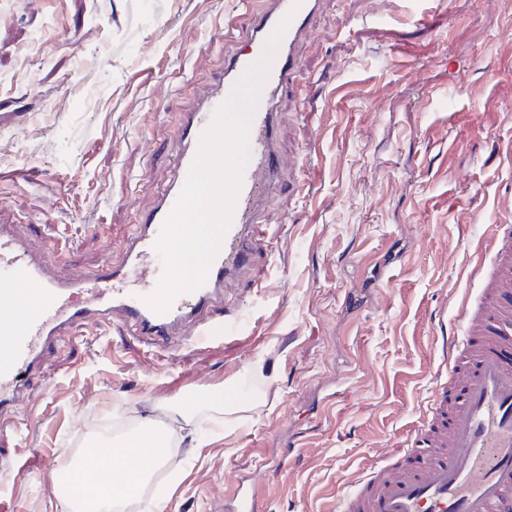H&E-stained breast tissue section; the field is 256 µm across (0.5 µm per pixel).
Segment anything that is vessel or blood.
I'll use <instances>...</instances> for the list:
<instances>
[{"instance_id":"vessel-or-blood-1","label":"vessel or blood","mask_w":512,"mask_h":512,"mask_svg":"<svg viewBox=\"0 0 512 512\" xmlns=\"http://www.w3.org/2000/svg\"><path fill=\"white\" fill-rule=\"evenodd\" d=\"M256 0L247 39L250 53L234 49L207 91L182 115L175 154L176 176L126 245L120 267L59 275V242L43 256L26 248L13 228L0 225V422L12 416L26 377L52 355L58 343L81 326L118 315L137 335L179 336L192 330L199 342L222 340L232 316L202 322L201 312L224 307V289L253 267L256 245L267 244L271 227L259 223L263 189L278 176L280 114L277 94L294 85L301 67L297 45L309 33L320 0ZM288 26L277 46L256 106L232 223L202 287L178 297L164 312L147 302L164 266L157 245L197 152L201 133L243 69L262 53L280 21ZM154 266L152 278L136 282L137 269ZM481 288L459 313L462 335L442 339L448 378L434 390L429 415L418 426L412 451L395 468L373 466L339 500L337 512H512V225L496 227L494 259L479 267Z\"/></svg>"}]
</instances>
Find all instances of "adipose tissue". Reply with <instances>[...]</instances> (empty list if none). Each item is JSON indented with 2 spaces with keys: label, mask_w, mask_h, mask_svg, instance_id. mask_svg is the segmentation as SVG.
<instances>
[{
  "label": "adipose tissue",
  "mask_w": 512,
  "mask_h": 512,
  "mask_svg": "<svg viewBox=\"0 0 512 512\" xmlns=\"http://www.w3.org/2000/svg\"><path fill=\"white\" fill-rule=\"evenodd\" d=\"M166 439L163 435L146 440L137 434L117 447H97L86 451L84 465L54 474L64 507L80 506L83 512H102L113 502L138 497L157 463L163 462Z\"/></svg>",
  "instance_id": "1"
}]
</instances>
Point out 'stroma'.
<instances>
[{
    "label": "stroma",
    "mask_w": 512,
    "mask_h": 512,
    "mask_svg": "<svg viewBox=\"0 0 512 512\" xmlns=\"http://www.w3.org/2000/svg\"><path fill=\"white\" fill-rule=\"evenodd\" d=\"M512 0H325L283 90L290 166L263 221L259 284L196 345L106 319L30 377L0 461L25 468L0 512H63L52 475L147 422L179 451L133 512H210L253 475L261 512H332L394 464L440 370L470 271L512 225ZM241 0H0V224L67 239L64 268L125 260L172 176L180 114L243 40ZM244 404L232 416L214 391Z\"/></svg>",
    "instance_id": "1"
}]
</instances>
